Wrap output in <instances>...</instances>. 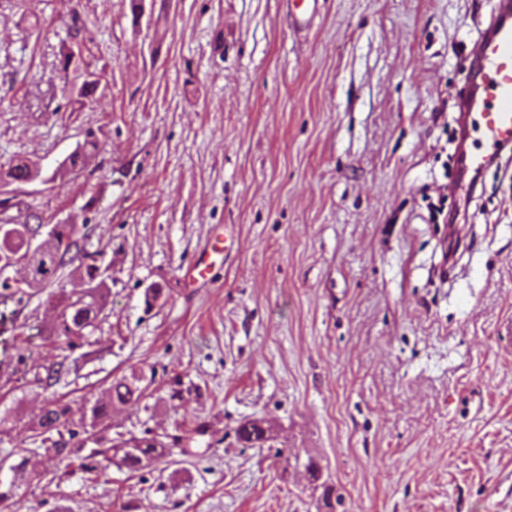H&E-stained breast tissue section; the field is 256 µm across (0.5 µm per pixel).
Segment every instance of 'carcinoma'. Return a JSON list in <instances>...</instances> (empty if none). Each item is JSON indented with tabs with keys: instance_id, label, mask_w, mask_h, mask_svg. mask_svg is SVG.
<instances>
[{
	"instance_id": "1",
	"label": "carcinoma",
	"mask_w": 512,
	"mask_h": 512,
	"mask_svg": "<svg viewBox=\"0 0 512 512\" xmlns=\"http://www.w3.org/2000/svg\"><path fill=\"white\" fill-rule=\"evenodd\" d=\"M98 85V81L86 79L79 85L72 84L69 94L77 102L94 95ZM99 145L97 133L90 129L75 152L52 171H47L38 162L19 161L10 165L6 171H0V183L23 186L37 180H62L74 173L87 154L97 151ZM13 210L16 211L14 215L11 214ZM42 223L43 217L40 214L31 211L29 207L21 209L20 202H0V303H11L16 307L24 305L32 296L53 285L62 269L74 264L88 288L84 296L76 301L63 294L51 299L57 311V322L50 335L58 342H67L73 337L83 338L105 309L109 292L108 267L104 266L103 253L86 250V233L77 225L56 224L52 232L42 236ZM28 258L34 266L33 281L24 287H16L10 282V269ZM68 372L69 366L65 361L53 362L43 367V371L36 372L31 383L47 391ZM153 382L154 379L147 378L143 373H133L113 381L107 399L91 404L89 422L78 425L76 429L69 419L68 403L52 394L47 397L42 413L32 422L31 431L46 446V452L59 461L80 454L84 467L90 468L95 458L103 454L101 446L106 444L108 450L113 452V457L118 459L120 467L131 473L156 471L159 464L173 455L169 443L148 431L139 437L127 439L107 438L103 435V424L112 410L146 397ZM234 434L236 441L245 448H261L274 440L271 430L264 426L261 419L239 423ZM308 471L311 481L315 484L319 482L323 487L324 508L328 512H335L333 488L321 481L322 474L315 463H309Z\"/></svg>"
}]
</instances>
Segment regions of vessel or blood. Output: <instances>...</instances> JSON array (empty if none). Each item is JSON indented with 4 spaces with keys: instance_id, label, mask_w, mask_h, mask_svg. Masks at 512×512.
<instances>
[{
    "instance_id": "b4317fda",
    "label": "vessel or blood",
    "mask_w": 512,
    "mask_h": 512,
    "mask_svg": "<svg viewBox=\"0 0 512 512\" xmlns=\"http://www.w3.org/2000/svg\"><path fill=\"white\" fill-rule=\"evenodd\" d=\"M320 0H282L289 21L300 28L319 13ZM469 112L491 143L512 141V7L501 5L480 42Z\"/></svg>"
}]
</instances>
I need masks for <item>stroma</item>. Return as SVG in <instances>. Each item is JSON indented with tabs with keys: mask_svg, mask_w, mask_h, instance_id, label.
Returning a JSON list of instances; mask_svg holds the SVG:
<instances>
[{
	"mask_svg": "<svg viewBox=\"0 0 512 512\" xmlns=\"http://www.w3.org/2000/svg\"><path fill=\"white\" fill-rule=\"evenodd\" d=\"M498 2L324 0L296 32L280 0H146L137 27L128 0H0V166L55 165L98 131L79 177L19 198L86 226L112 279L93 356L47 338L50 296L85 288L69 266L0 305V362L66 360L76 424L154 371L110 431L184 450L160 475L55 464L30 431L42 389L1 377L16 512H319L311 462L336 512H512V146L458 112ZM69 50L99 82L74 109ZM458 129L494 162L463 169ZM215 236L202 286L187 271ZM249 418L273 448L236 442Z\"/></svg>",
	"mask_w": 512,
	"mask_h": 512,
	"instance_id": "1",
	"label": "stroma"
}]
</instances>
